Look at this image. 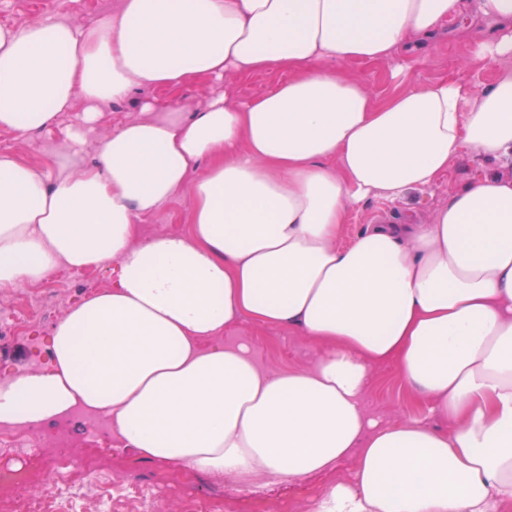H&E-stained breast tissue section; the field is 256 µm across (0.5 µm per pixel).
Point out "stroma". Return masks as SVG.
I'll return each instance as SVG.
<instances>
[{"label": "stroma", "mask_w": 512, "mask_h": 512, "mask_svg": "<svg viewBox=\"0 0 512 512\" xmlns=\"http://www.w3.org/2000/svg\"><path fill=\"white\" fill-rule=\"evenodd\" d=\"M118 4L119 0H41L40 8L35 10L30 0H0V25L21 28L39 18L52 17L87 26L111 16ZM486 36L487 28L483 25L467 30L455 25L446 27L413 48L408 59L410 68L398 78L393 75L395 63L391 60L372 63L353 61L348 69L360 77L379 99L407 86H418L441 77H459L470 88L481 90L498 82V70H469L465 63ZM210 90L211 83L207 80L195 81L173 91L139 86L126 98L104 104L99 122L85 134L82 148L84 163H96L98 140L126 119L138 116L139 103L143 98L158 95L172 100L198 101ZM78 120V112H68L62 114L52 128L29 133L21 139L0 131V151H14L32 163H42L48 153L65 142L68 129L75 126ZM479 175L512 178V156L496 158L462 153L452 162L447 175L432 189L411 192L402 202L373 199L350 209L346 224L340 228L338 242L349 244L379 216L398 218L407 211L426 216L446 203L453 191ZM191 206L192 192L190 188H183L156 213L140 221L139 238L148 240L188 232ZM31 292L28 286L21 290H0V381L20 370L43 368L49 361L51 324L35 317L20 329L10 324L13 298ZM221 342L227 347L246 346L256 365L269 373L309 368L319 357L318 347L299 331L285 326H264L250 320H241L226 328ZM362 404L367 415L383 425L419 419L440 431L448 428L447 420L430 413L426 398L402 379L392 363L373 369ZM351 467V461L347 460L324 473L290 481L263 478L259 485L268 500L287 498L295 501V512H310L312 501L303 497V488L325 492L330 486L347 480ZM161 469V463L136 456L125 449L120 436H113L112 454L99 463L87 490L67 496L59 512H130L135 488L126 480L127 471H134L147 479Z\"/></svg>", "instance_id": "obj_1"}]
</instances>
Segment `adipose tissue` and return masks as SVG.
I'll use <instances>...</instances> for the list:
<instances>
[{
  "mask_svg": "<svg viewBox=\"0 0 512 512\" xmlns=\"http://www.w3.org/2000/svg\"><path fill=\"white\" fill-rule=\"evenodd\" d=\"M468 6L496 26L468 68H502L512 0H121L91 26L0 25V131L80 112L45 164L0 153V288L63 264L115 274L54 325L47 367L0 383V426L82 408L144 458L240 479L352 460L315 512L512 502V179H472L425 220L337 242L350 208L403 201L463 152L512 154V72L378 100L345 69L403 59ZM264 72L284 78L246 101L147 99L82 161L85 127L134 86ZM187 184L188 234L139 240V220ZM243 319L297 328L315 366L266 374L219 345ZM389 361L449 431L367 416Z\"/></svg>",
  "mask_w": 512,
  "mask_h": 512,
  "instance_id": "ef3b65f1",
  "label": "adipose tissue"
}]
</instances>
